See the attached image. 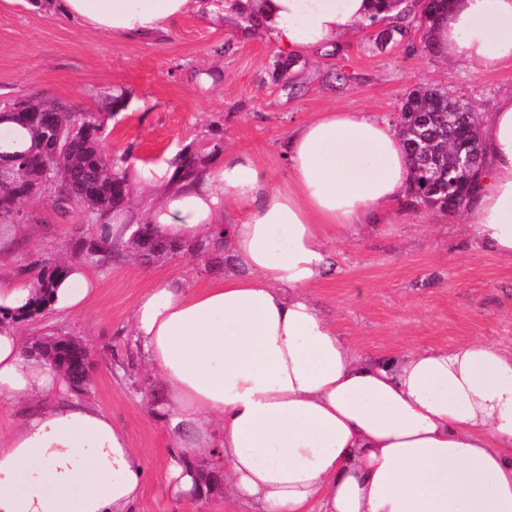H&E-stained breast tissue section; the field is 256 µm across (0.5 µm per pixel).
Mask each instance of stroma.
<instances>
[{
  "label": "stroma",
  "instance_id": "35a3bbf8",
  "mask_svg": "<svg viewBox=\"0 0 512 512\" xmlns=\"http://www.w3.org/2000/svg\"><path fill=\"white\" fill-rule=\"evenodd\" d=\"M377 31L360 30L336 55L301 54L298 95L272 77L278 50L265 34L245 38L229 20L184 15L168 31L123 39L79 27L60 16L54 0L39 10L30 0H0V102L46 98L103 112L104 146L131 155L146 187L139 199L160 197L167 162L184 147L208 154L209 128L220 124L225 148L252 149L274 180L287 176L281 144L289 131L330 107L364 109L397 121L399 106L417 85L438 84L467 95L481 112L512 90V64L478 74L428 51L422 33L376 44ZM348 76L338 82L337 72ZM124 90L119 111H104L106 97ZM28 240L0 254V274L35 278L32 264L69 255L71 241L88 235L91 218L78 205L59 209L39 195L24 209ZM465 213L414 206L401 197L387 223L348 233L334 244L335 272L311 287L322 314L365 358L387 359L416 347L453 346L480 338L512 349V265L469 236ZM210 255L190 250L150 262L126 257L93 265L98 287L84 310L66 317L48 308L15 322L26 338L70 336L90 347L92 381L83 397L112 416L144 466L137 512H247L228 505L223 476L190 503L174 498L165 481L167 439L153 405L162 386L144 370L127 378L122 368L134 349L129 320L139 295L159 279L181 277L208 285Z\"/></svg>",
  "mask_w": 512,
  "mask_h": 512
}]
</instances>
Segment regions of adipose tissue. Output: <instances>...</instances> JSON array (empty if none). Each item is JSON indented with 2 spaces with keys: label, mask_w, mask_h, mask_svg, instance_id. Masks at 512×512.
Here are the masks:
<instances>
[{
  "label": "adipose tissue",
  "mask_w": 512,
  "mask_h": 512,
  "mask_svg": "<svg viewBox=\"0 0 512 512\" xmlns=\"http://www.w3.org/2000/svg\"><path fill=\"white\" fill-rule=\"evenodd\" d=\"M279 48L309 52L355 34L371 0H259ZM84 27L128 38L168 30L210 0H58ZM432 47L474 71L512 63V0H449ZM486 169L468 212L473 236L512 264V92L481 127ZM275 183L233 149L148 208L163 238L226 251L222 278L156 283L130 330L164 395L173 496L209 493L251 512H512V351L480 339L384 360L356 355L309 287L333 263L332 241L382 223L409 183L396 128L330 109L282 144ZM96 281L72 263L53 290L59 312L83 308ZM34 280L0 275V316L26 313ZM59 375L0 326V404L62 392ZM144 469L126 431L88 400L63 399L0 432V512H135Z\"/></svg>",
  "instance_id": "ef3b65f1"
}]
</instances>
